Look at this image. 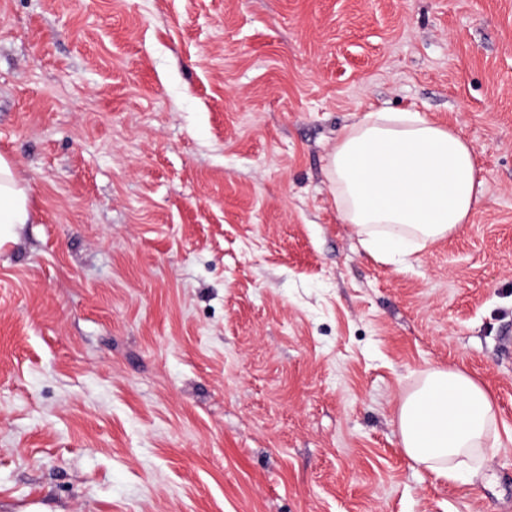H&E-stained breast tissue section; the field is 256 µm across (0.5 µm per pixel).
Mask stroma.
<instances>
[{"label":"stroma","mask_w":512,"mask_h":512,"mask_svg":"<svg viewBox=\"0 0 512 512\" xmlns=\"http://www.w3.org/2000/svg\"><path fill=\"white\" fill-rule=\"evenodd\" d=\"M370 108L472 147L462 233L396 267L325 165ZM0 512H512V0H0ZM456 367L486 475L405 454ZM31 191L18 178L15 162L0 154V248L15 239L19 225L31 223ZM490 393L459 369H433L401 399L397 417L401 446L435 479H472L482 471L496 428Z\"/></svg>","instance_id":"stroma-1"}]
</instances>
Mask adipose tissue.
<instances>
[{
	"label": "adipose tissue",
	"mask_w": 512,
	"mask_h": 512,
	"mask_svg": "<svg viewBox=\"0 0 512 512\" xmlns=\"http://www.w3.org/2000/svg\"><path fill=\"white\" fill-rule=\"evenodd\" d=\"M326 174L345 223L376 259L404 266L410 257L467 223L484 180L472 148L422 113L372 109L346 125ZM31 187L0 154V247L30 223ZM497 422L490 393L458 369H433L401 399V446L437 479L474 477L486 462Z\"/></svg>",
	"instance_id": "ef3b65f1"
}]
</instances>
